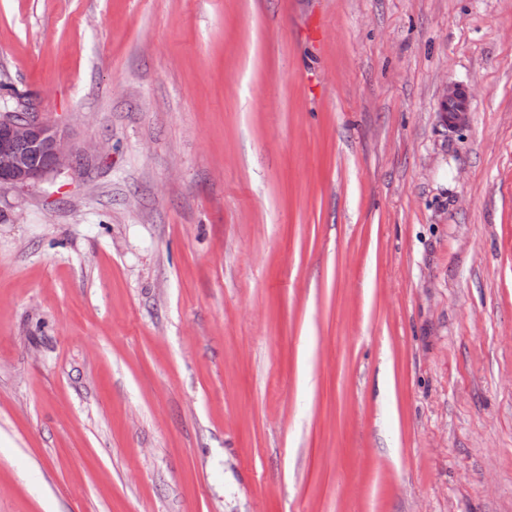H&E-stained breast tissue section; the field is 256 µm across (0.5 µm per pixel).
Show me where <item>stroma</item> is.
<instances>
[{
	"instance_id": "stroma-1",
	"label": "stroma",
	"mask_w": 512,
	"mask_h": 512,
	"mask_svg": "<svg viewBox=\"0 0 512 512\" xmlns=\"http://www.w3.org/2000/svg\"><path fill=\"white\" fill-rule=\"evenodd\" d=\"M9 88L0 512H512V0H0ZM17 104L0 110V184L30 187L51 174L73 168L83 150L55 124L45 121L20 95ZM44 156L46 163L38 158Z\"/></svg>"
}]
</instances>
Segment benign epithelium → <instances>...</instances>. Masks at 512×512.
I'll list each match as a JSON object with an SVG mask.
<instances>
[{
	"label": "benign epithelium",
	"mask_w": 512,
	"mask_h": 512,
	"mask_svg": "<svg viewBox=\"0 0 512 512\" xmlns=\"http://www.w3.org/2000/svg\"><path fill=\"white\" fill-rule=\"evenodd\" d=\"M83 150L55 124L45 121L32 103L18 100L0 110V184L35 186L72 168Z\"/></svg>",
	"instance_id": "obj_1"
}]
</instances>
